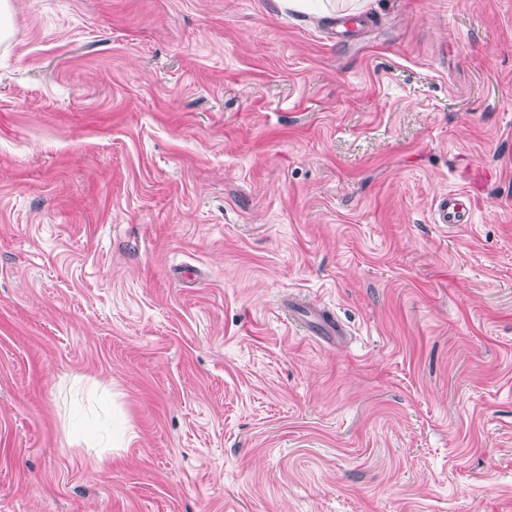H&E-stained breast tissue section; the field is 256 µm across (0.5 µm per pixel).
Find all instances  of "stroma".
<instances>
[{"instance_id":"1","label":"stroma","mask_w":512,"mask_h":512,"mask_svg":"<svg viewBox=\"0 0 512 512\" xmlns=\"http://www.w3.org/2000/svg\"><path fill=\"white\" fill-rule=\"evenodd\" d=\"M348 4L14 0L0 512H512V0ZM435 219L438 224H469L473 220L472 202L463 193L449 192L439 200ZM288 320L291 323L307 327L316 336H346V330L338 322L336 316L325 308L311 304H298L288 309Z\"/></svg>"}]
</instances>
